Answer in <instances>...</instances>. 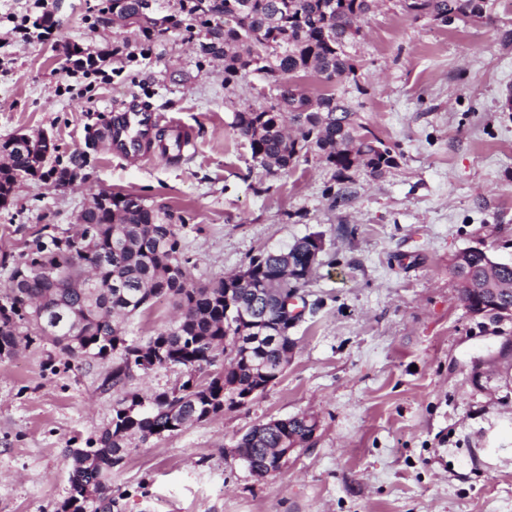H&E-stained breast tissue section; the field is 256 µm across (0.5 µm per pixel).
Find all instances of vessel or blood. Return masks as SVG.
<instances>
[{
    "mask_svg": "<svg viewBox=\"0 0 512 512\" xmlns=\"http://www.w3.org/2000/svg\"><path fill=\"white\" fill-rule=\"evenodd\" d=\"M164 128L175 134L171 144L175 154H183L193 147L194 140L180 120L156 114L133 102L109 125L105 139L113 153L136 161L153 152L156 136Z\"/></svg>",
    "mask_w": 512,
    "mask_h": 512,
    "instance_id": "obj_1",
    "label": "vessel or blood"
}]
</instances>
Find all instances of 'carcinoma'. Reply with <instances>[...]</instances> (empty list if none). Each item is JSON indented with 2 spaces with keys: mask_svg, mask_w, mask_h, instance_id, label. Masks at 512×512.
Listing matches in <instances>:
<instances>
[{
  "mask_svg": "<svg viewBox=\"0 0 512 512\" xmlns=\"http://www.w3.org/2000/svg\"><path fill=\"white\" fill-rule=\"evenodd\" d=\"M108 11L153 38L158 25L145 0H107ZM381 0H192L186 31H206L205 56L224 60V84L255 73L276 91L275 102L234 115L233 125L248 141L254 161L271 174L286 172L313 154L342 178L356 168L376 177L396 165L394 150L355 121L347 90L361 93L350 53L361 21ZM406 15L444 25L452 18L490 17V0H401ZM314 74L332 86L311 98L297 80ZM59 162V157H54ZM44 160L33 167L29 155L12 150L0 164V194L13 192L18 178L68 176L67 168ZM75 235L38 236L0 289V358L20 345L49 341L67 361L112 362L99 389L116 395L112 418L84 448L68 449L71 459L66 496L55 512H121L124 494L112 486L138 447L187 426L246 406L276 384L296 339L278 330L288 326L283 305L300 298L307 282L294 269L310 261L307 235L288 250L253 256L235 276L195 283L189 278L179 228L160 222L156 211L130 194H112V209L88 208ZM449 269L459 298L474 309L472 289H498L484 316L501 321L512 309V263H489L479 251H461ZM164 296L178 308V320L146 342L127 338L125 319ZM185 371L177 386L150 394L132 381L161 368ZM307 415L254 426L236 445L239 460L259 479L277 469V449L311 445Z\"/></svg>",
  "mask_w": 512,
  "mask_h": 512,
  "instance_id": "obj_1",
  "label": "carcinoma"
}]
</instances>
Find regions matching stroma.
<instances>
[{
  "mask_svg": "<svg viewBox=\"0 0 512 512\" xmlns=\"http://www.w3.org/2000/svg\"><path fill=\"white\" fill-rule=\"evenodd\" d=\"M491 2L490 19L448 26L397 0L365 20L352 103L397 163L375 178L350 171L337 199L317 159L277 175L253 161L234 114L274 94L256 76L225 85L223 60L199 52L204 32L180 26L145 46L107 0H49L43 12L0 0V140L46 131L61 160L86 155L72 184L22 177L0 206V286L41 228L75 231L99 191L169 214L196 282L311 233L325 242L302 289L317 308L291 331L283 377L245 407L137 447L112 474L124 512H512V377L495 360V324L467 311L448 270L471 246L512 262V0ZM42 13L48 34L11 40L13 21ZM74 44L102 56L106 78L72 76ZM130 99L180 119L194 149L137 163L105 150L111 111ZM174 317L161 299L124 328L144 340ZM108 367H66L46 341L0 359V512H53L67 448L112 416L99 388ZM302 412L318 421L313 443L254 477L238 440Z\"/></svg>",
  "mask_w": 512,
  "mask_h": 512,
  "instance_id": "1",
  "label": "stroma"
}]
</instances>
